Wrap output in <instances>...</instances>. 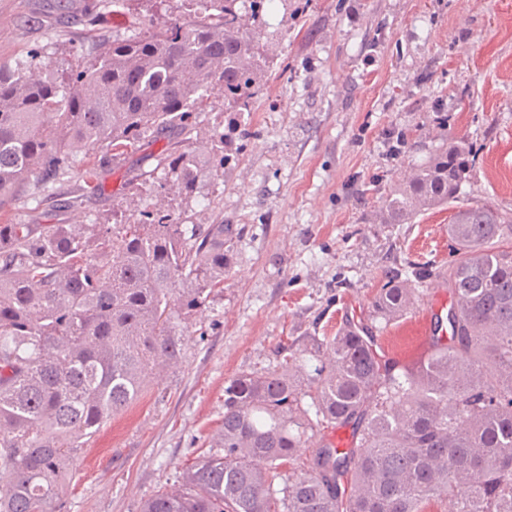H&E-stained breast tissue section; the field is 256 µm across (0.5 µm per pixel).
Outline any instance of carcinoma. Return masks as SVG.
Wrapping results in <instances>:
<instances>
[{
  "instance_id": "1",
  "label": "carcinoma",
  "mask_w": 512,
  "mask_h": 512,
  "mask_svg": "<svg viewBox=\"0 0 512 512\" xmlns=\"http://www.w3.org/2000/svg\"><path fill=\"white\" fill-rule=\"evenodd\" d=\"M264 0H96L145 31L95 44L66 68L0 64V210L35 183L47 193L76 154L99 188L102 165L160 138V188L189 200L231 160L213 128L210 158L193 149L206 89L224 111L255 110L274 54ZM254 22L241 26L242 10ZM472 146L449 141L382 199L383 224L448 205V267L406 261L370 303L372 320L405 317L428 282L451 294L428 358L400 366L376 349L375 326L345 319L336 335L285 345L261 372L224 386V422L178 485L140 512H512V219L491 201L465 205ZM0 224V512H63L78 453L177 364L182 320L224 287L227 224H186L160 204L112 210V223ZM345 430L343 444L325 437ZM311 447L300 459L296 449Z\"/></svg>"
}]
</instances>
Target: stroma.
Listing matches in <instances>:
<instances>
[{"instance_id": "35a3bbf8", "label": "stroma", "mask_w": 512, "mask_h": 512, "mask_svg": "<svg viewBox=\"0 0 512 512\" xmlns=\"http://www.w3.org/2000/svg\"><path fill=\"white\" fill-rule=\"evenodd\" d=\"M0 0V64L48 55L78 65L92 41L132 33L134 17L84 20L85 0ZM263 39L272 75L246 138H233L223 177L194 199L174 200L196 224L236 228L224 286L187 320L181 362L105 422L66 488V512H139L177 484L224 420V384L260 372L288 337L332 336L362 318L403 260H449L451 208L409 224H384L389 187L450 139L474 151L462 202L492 200L512 215V0H271ZM161 144L101 172L96 194L77 171L52 197L27 192L0 224H105L129 176L156 166ZM449 294L426 289L404 319L380 334L383 354L427 358L420 334Z\"/></svg>"}]
</instances>
